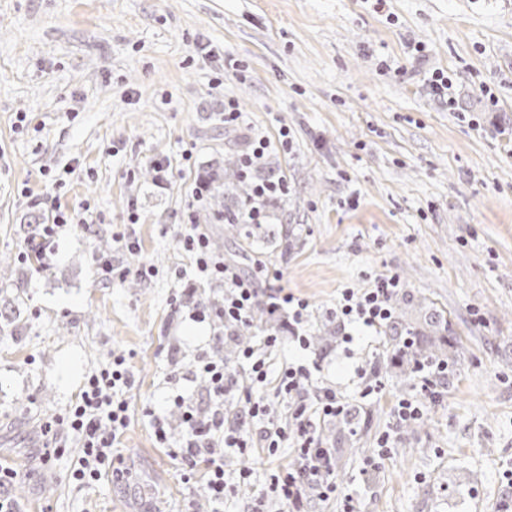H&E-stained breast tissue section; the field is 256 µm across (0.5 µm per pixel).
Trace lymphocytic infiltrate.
I'll return each mask as SVG.
<instances>
[{"instance_id":"f902f5d3","label":"lymphocytic infiltrate","mask_w":512,"mask_h":512,"mask_svg":"<svg viewBox=\"0 0 512 512\" xmlns=\"http://www.w3.org/2000/svg\"><path fill=\"white\" fill-rule=\"evenodd\" d=\"M183 246L192 255L201 275L224 282L222 306H203L195 312V319L202 321L214 316L227 325L245 326L252 308L263 302L272 313L289 307L293 320L302 321L308 307L306 301L288 293L261 298L258 277L242 274L235 265L226 262L223 255L213 252L209 237L200 225L193 223L186 227ZM399 286V278L392 275L376 279L370 288L361 292L344 289L330 314L342 321L381 327L390 317L389 298ZM277 346L276 334L269 333L262 343L244 347L242 374L238 377L225 367L223 359L205 353L198 356L197 366L191 373L174 374L177 382L202 380L209 398L208 408L203 411L186 392L177 390L170 395L169 401L181 412L184 423V434L175 454L189 471L203 472L212 498L223 502L227 482L224 459L216 455V448L222 446L245 454L253 446V435L246 424L232 428L224 425V401L233 394L239 381H246L258 395L248 398L244 414L247 421H260L268 454H275L286 442L292 443L297 451L292 467L273 481L270 490H259L251 512H267V503L272 498L289 512H307L311 499L325 500L336 491L331 451L323 447L317 423L344 414L347 405L335 391L313 386L311 372L305 365L279 367ZM448 373L447 364L421 362L416 374L423 397L400 400L396 409L398 421L407 423L422 416L425 401L436 397L435 384L446 380ZM134 383V374L120 355L111 356L106 364L92 371L69 408L43 421L42 434L47 439L44 459L63 455L66 448L63 436L70 433L81 446L72 472L74 480L86 484L110 472L112 454L130 422L129 393ZM268 386L273 387L284 403L287 419L272 414L265 398L260 396V389Z\"/></svg>"}]
</instances>
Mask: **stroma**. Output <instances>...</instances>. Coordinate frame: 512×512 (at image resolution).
<instances>
[{"instance_id": "35a3bbf8", "label": "stroma", "mask_w": 512, "mask_h": 512, "mask_svg": "<svg viewBox=\"0 0 512 512\" xmlns=\"http://www.w3.org/2000/svg\"><path fill=\"white\" fill-rule=\"evenodd\" d=\"M228 57L238 74H223ZM437 68L457 110L426 80ZM228 100L239 125L224 123ZM283 128L288 146L265 161L290 191L263 229L294 228L299 245L283 256L259 239L242 259L225 239L224 254L245 274L279 270L266 293L306 300L307 334L332 332L303 350L287 319L275 324L281 364L319 363L314 384L357 412L342 442L319 426L342 450L336 495L311 512H342L347 496L354 512H495L512 497V0H0V255L13 260L0 292V465L18 473L15 512H250L255 490L291 465L287 446L225 451L215 503L144 414H166L178 442L171 373L224 354L223 323L190 317L224 296L183 248L187 220L224 234L208 206L190 205L202 166L226 143ZM157 160L170 165L162 189L143 177ZM58 210L92 230L21 259L28 224ZM121 232L138 254L115 243ZM104 239L122 278L97 275ZM386 275L442 310L460 346L424 404L429 426L412 431L394 410L420 384L388 367L384 329L328 314L343 289ZM114 354L137 380L114 454L123 481L78 483L70 454L42 468L40 419L64 412ZM367 380L379 391L364 398Z\"/></svg>"}]
</instances>
